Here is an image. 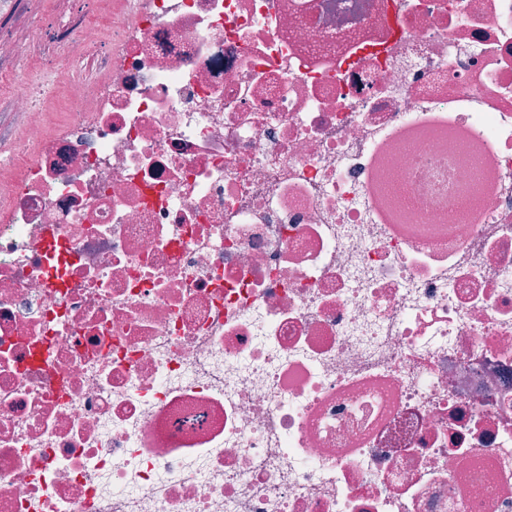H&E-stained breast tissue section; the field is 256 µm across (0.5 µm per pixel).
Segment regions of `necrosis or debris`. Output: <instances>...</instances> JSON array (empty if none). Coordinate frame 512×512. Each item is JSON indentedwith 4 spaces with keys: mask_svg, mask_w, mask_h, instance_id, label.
<instances>
[{
    "mask_svg": "<svg viewBox=\"0 0 512 512\" xmlns=\"http://www.w3.org/2000/svg\"><path fill=\"white\" fill-rule=\"evenodd\" d=\"M7 2L0 512H512V0ZM9 96L8 87L2 83L0 77V155L1 152L4 153L8 149L19 134L17 117L11 112H7Z\"/></svg>",
    "mask_w": 512,
    "mask_h": 512,
    "instance_id": "4bbe7bcc",
    "label": "necrosis or debris"
}]
</instances>
